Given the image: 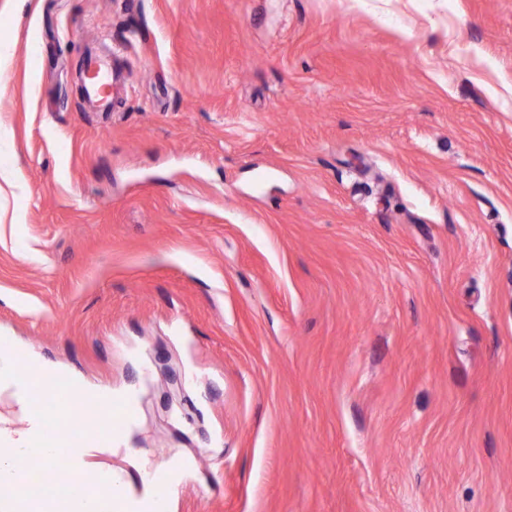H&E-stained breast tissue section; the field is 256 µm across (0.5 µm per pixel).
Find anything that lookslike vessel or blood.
I'll return each mask as SVG.
<instances>
[{"instance_id":"1","label":"vessel or blood","mask_w":512,"mask_h":512,"mask_svg":"<svg viewBox=\"0 0 512 512\" xmlns=\"http://www.w3.org/2000/svg\"><path fill=\"white\" fill-rule=\"evenodd\" d=\"M85 87L89 100L108 107L109 97L104 89L117 73L108 62L89 58ZM11 393L21 397L36 419L51 418L55 424L41 434H34L28 453L20 460L21 477L0 498L10 502L11 512H71L73 502L81 497L94 496L111 502L113 512H127L120 499L112 498L97 474L78 473L69 465L71 455L89 445L106 447L117 438V429L134 420V401L110 397L93 398L85 413H78L79 394L71 388L66 377L49 372L46 363L18 357L14 372L7 381ZM52 447L59 454L58 462L47 461L43 448ZM52 486L56 497H47L43 489Z\"/></svg>"}]
</instances>
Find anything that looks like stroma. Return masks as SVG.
I'll list each match as a JSON object with an SVG mask.
<instances>
[{"mask_svg":"<svg viewBox=\"0 0 512 512\" xmlns=\"http://www.w3.org/2000/svg\"><path fill=\"white\" fill-rule=\"evenodd\" d=\"M1 53L0 336L136 398L97 462L512 512V0H0ZM86 72L88 82L85 86L89 100L100 107L109 109L110 98L104 94L105 86L112 80L117 79V73L108 62L90 57L87 61Z\"/></svg>","mask_w":512,"mask_h":512,"instance_id":"obj_1","label":"stroma"}]
</instances>
